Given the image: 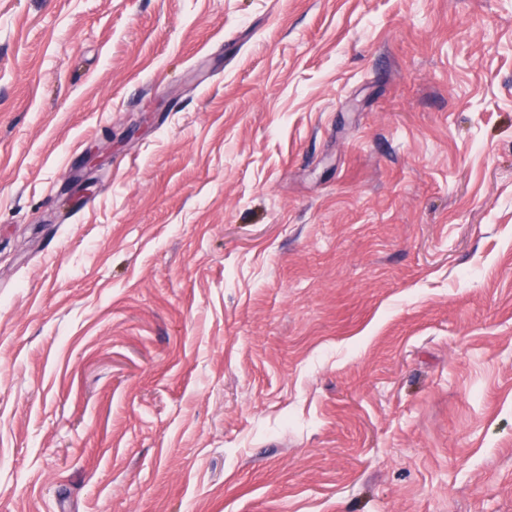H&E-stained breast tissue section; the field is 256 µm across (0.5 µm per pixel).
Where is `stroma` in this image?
<instances>
[{
    "mask_svg": "<svg viewBox=\"0 0 512 512\" xmlns=\"http://www.w3.org/2000/svg\"><path fill=\"white\" fill-rule=\"evenodd\" d=\"M0 512H512V0H0Z\"/></svg>",
    "mask_w": 512,
    "mask_h": 512,
    "instance_id": "1",
    "label": "stroma"
}]
</instances>
